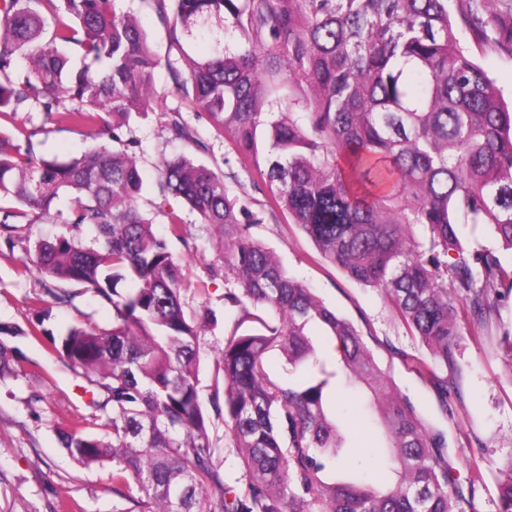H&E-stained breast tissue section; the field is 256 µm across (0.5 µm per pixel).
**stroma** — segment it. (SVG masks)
<instances>
[{
    "instance_id": "35a3bbf8",
    "label": "stroma",
    "mask_w": 512,
    "mask_h": 512,
    "mask_svg": "<svg viewBox=\"0 0 512 512\" xmlns=\"http://www.w3.org/2000/svg\"><path fill=\"white\" fill-rule=\"evenodd\" d=\"M154 95L152 110L134 124L143 148L140 165L151 178L161 156L186 150L182 143L165 141L166 110L180 104L166 70L155 73ZM186 118L208 146L197 153V160L222 174L239 196L265 200L267 190L255 188L249 173L231 160L229 144L207 119L192 112ZM14 124L36 132L41 151L61 160L95 145L86 134L40 112L17 113ZM181 216L187 240L173 242L172 251L184 266L185 310L192 315L205 304L220 318L224 291L233 280L223 274L219 236L196 213L185 210ZM58 230L54 217L48 216L35 224H19L12 239L0 237V344L11 352L9 366L0 370V512H114L121 504L112 492L111 465H82L60 441L61 429L89 417L91 410L81 370L63 361L46 336L61 335L77 322L109 326L112 311L83 296L72 305L53 306L50 318H42L37 299L45 294V280L25 267L23 259L36 240L51 238ZM251 233L290 275L353 323L421 419L444 431L455 488L466 500V512H495L497 482L512 460V375L497 344L486 336L464 334L456 368L448 373L456 391L441 400L434 386L404 365L403 356L419 355L422 349L382 292L354 283L326 263L297 225L269 218ZM473 462L481 473L477 482L470 479Z\"/></svg>"
}]
</instances>
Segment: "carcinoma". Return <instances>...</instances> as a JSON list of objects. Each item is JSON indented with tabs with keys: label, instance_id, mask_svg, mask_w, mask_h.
<instances>
[{
	"label": "carcinoma",
	"instance_id": "obj_1",
	"mask_svg": "<svg viewBox=\"0 0 512 512\" xmlns=\"http://www.w3.org/2000/svg\"><path fill=\"white\" fill-rule=\"evenodd\" d=\"M140 0L161 24L165 56L115 0H0V119L42 112L101 144L68 161L42 154L35 133L0 131V232L51 214L62 230L26 262L51 281L50 302L88 296L108 327L74 325L59 353L81 369L88 429L61 432L83 465L112 463L118 512H465L448 491L443 431L377 364L353 324L288 274L250 233L263 223L224 178L185 154L145 182L135 116L166 69L174 94L230 135L237 161L269 190L263 210L298 225L324 261L388 294L428 355L413 370L441 392L471 319L512 366V108L461 46L512 57V0ZM170 141L207 145L167 109ZM152 193L165 235L139 207ZM224 233L232 330L219 352L224 399L203 406L201 324L185 311V275L171 251L186 241L170 200ZM486 229L495 246L463 240ZM426 238L419 242L415 228ZM280 350L291 382L273 367ZM367 416L374 444L354 441L338 409ZM242 454L230 486L213 429ZM496 512H512V466Z\"/></svg>",
	"mask_w": 512,
	"mask_h": 512
}]
</instances>
